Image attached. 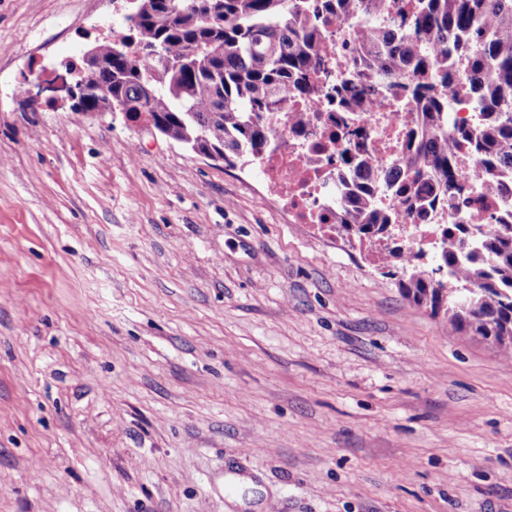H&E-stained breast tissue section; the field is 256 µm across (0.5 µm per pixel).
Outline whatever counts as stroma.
Wrapping results in <instances>:
<instances>
[{"mask_svg": "<svg viewBox=\"0 0 512 512\" xmlns=\"http://www.w3.org/2000/svg\"><path fill=\"white\" fill-rule=\"evenodd\" d=\"M126 0H0V512H512V358L229 168L38 95Z\"/></svg>", "mask_w": 512, "mask_h": 512, "instance_id": "35a3bbf8", "label": "stroma"}]
</instances>
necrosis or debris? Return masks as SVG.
I'll list each match as a JSON object with an SVG mask.
<instances>
[{
  "mask_svg": "<svg viewBox=\"0 0 512 512\" xmlns=\"http://www.w3.org/2000/svg\"><path fill=\"white\" fill-rule=\"evenodd\" d=\"M366 24L359 17L328 18L323 25L325 66L313 75L309 92L297 104L307 122L297 127L283 115H271L279 145L262 153L257 167L266 197L287 209L293 223L319 233L335 231L341 214L350 212L362 181L351 170L337 166L340 155L363 156L385 167L402 161L406 132L417 113L397 103L395 91L380 90L378 107L347 121L327 109L329 97L345 69L362 66L359 34ZM484 168L476 159L461 154L456 159L457 192L446 207L422 215L401 210L394 197L380 193L382 206L395 212L406 248L431 250L443 231L454 224L468 225L472 237L488 233L499 214L512 210V195L488 198L482 192Z\"/></svg>",
  "mask_w": 512,
  "mask_h": 512,
  "instance_id": "1",
  "label": "necrosis or debris"
}]
</instances>
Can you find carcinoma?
<instances>
[{"mask_svg": "<svg viewBox=\"0 0 512 512\" xmlns=\"http://www.w3.org/2000/svg\"><path fill=\"white\" fill-rule=\"evenodd\" d=\"M130 34L94 47L97 63L79 100L82 112L119 111L154 122L161 133L198 153L214 150L228 167L254 163L255 153L276 146L263 115L279 112L295 126L304 116L292 99L306 94L324 65L319 9L340 15L387 13L395 0H133ZM410 12L363 35L372 71L395 84L419 114L405 136V161L363 177L390 188L406 210L420 213L447 202L458 151L486 168L485 193L502 189L512 173V0H412ZM364 74L351 72L336 87V111L368 112L377 98L358 90ZM458 93L478 111L469 129H448V94ZM392 215L369 195L358 199L342 224L347 238L383 236ZM451 227L433 252L437 267L465 295L433 276L423 257L389 262L403 292L432 313L445 311L456 330L492 336L512 347V223L476 242L461 262V242ZM509 336L511 340L503 341Z\"/></svg>", "mask_w": 512, "mask_h": 512, "instance_id": "1", "label": "carcinoma"}]
</instances>
